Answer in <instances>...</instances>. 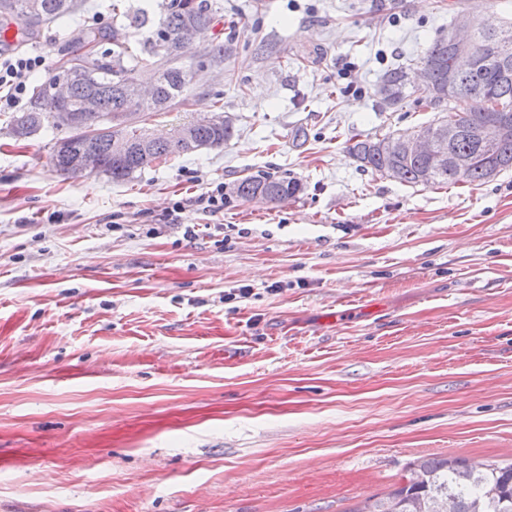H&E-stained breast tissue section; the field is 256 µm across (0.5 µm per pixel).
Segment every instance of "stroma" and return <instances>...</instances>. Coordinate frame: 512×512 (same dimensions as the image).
Returning a JSON list of instances; mask_svg holds the SVG:
<instances>
[{"label": "stroma", "mask_w": 512, "mask_h": 512, "mask_svg": "<svg viewBox=\"0 0 512 512\" xmlns=\"http://www.w3.org/2000/svg\"><path fill=\"white\" fill-rule=\"evenodd\" d=\"M82 2L25 44L31 84L70 30L150 33ZM217 3L184 61L220 62L148 124L220 108L223 148L65 178L62 131L0 112V512H352L418 459L512 460V171L409 187L347 150L435 117L378 109L389 63L512 0ZM260 171L302 189L197 206Z\"/></svg>", "instance_id": "1"}]
</instances>
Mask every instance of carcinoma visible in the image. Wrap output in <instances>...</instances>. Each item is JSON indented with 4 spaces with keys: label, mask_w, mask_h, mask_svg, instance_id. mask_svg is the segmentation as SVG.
<instances>
[{
    "label": "carcinoma",
    "mask_w": 512,
    "mask_h": 512,
    "mask_svg": "<svg viewBox=\"0 0 512 512\" xmlns=\"http://www.w3.org/2000/svg\"><path fill=\"white\" fill-rule=\"evenodd\" d=\"M33 11L21 9L0 16L19 22V41L35 38L49 23L73 16L80 10L78 0H34ZM218 10L216 0H161L160 14L151 36L134 45L118 31H102L94 27L81 30L80 39L87 45L100 46L108 41L112 48L88 55L76 49L66 53V61L87 68L88 75L71 84L65 109L82 110L84 101L94 97L98 102L96 134L87 138L76 128L67 129L68 135L54 147L50 157L53 171L66 178L76 175L80 155L89 147L104 158L101 174L110 180L129 182L152 164L174 156L194 153L214 142H228L233 136L232 123L198 127L193 134L194 144L178 145L164 141L145 140L143 126L130 125L131 112L143 120L150 115L167 112L186 105L185 90L191 79V70L179 65L176 53L181 31L188 25L200 29L209 26ZM497 31L480 29L474 45V54L480 61L476 68L458 74L453 95H448V66L452 54L446 34L435 38L423 51L418 64L431 68L436 80V91L419 92L409 84L408 67L395 65L380 78L377 90L386 91L378 97L380 110L393 109L412 97L425 108L444 113L439 121L453 116L462 127L459 137L450 145H439L437 159H413L397 162V172H388V159L382 153L387 141L401 139L390 132L375 140H357L348 146L350 155L363 170L381 177L392 178L410 186L433 187L450 183H468L479 186L490 180L489 169L512 168V135L506 137L500 154L489 159L479 149L471 129L499 115L496 107H512V78L501 79L496 59L500 46ZM143 66H151L156 73L155 95L141 98L136 95L134 73ZM64 76L56 67L54 74L37 85L29 105L11 119V133L24 140L49 125H54L50 90L55 81ZM121 135L131 142L130 150L121 157L112 156V138ZM468 153L474 164L463 172L448 164V151ZM430 176H425L427 169ZM301 190L300 182L286 174L261 173L245 176L234 183L235 198L250 201L259 196L269 204L281 202L284 196H294ZM416 477L403 482L388 496L369 498L354 512H512V462L506 465L483 462L479 465L461 458L420 460L411 464Z\"/></svg>",
    "instance_id": "carcinoma-1"
}]
</instances>
